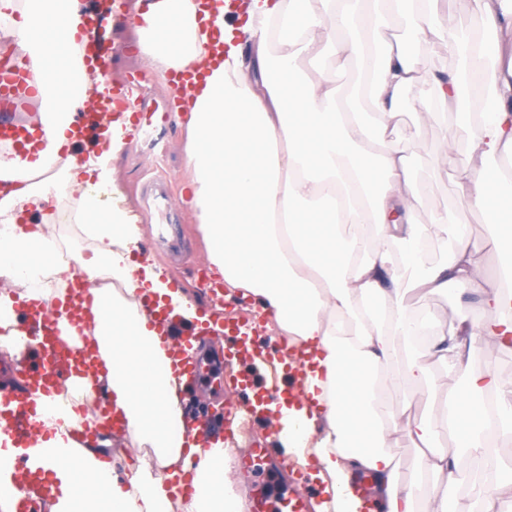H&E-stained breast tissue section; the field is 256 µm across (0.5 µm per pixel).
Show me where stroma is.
<instances>
[{
	"instance_id": "stroma-1",
	"label": "stroma",
	"mask_w": 512,
	"mask_h": 512,
	"mask_svg": "<svg viewBox=\"0 0 512 512\" xmlns=\"http://www.w3.org/2000/svg\"><path fill=\"white\" fill-rule=\"evenodd\" d=\"M136 0H122L121 13L107 19V34L114 50L109 61L107 76L112 80L122 79L131 72L143 73L144 93L150 106L179 103L174 92L165 86L160 74L144 73L142 60L135 42L131 39V18ZM455 123L448 122L424 128L412 143L411 151L419 164L427 165L438 157L449 140L457 137ZM184 135L177 124L157 127L155 130L138 133L128 139L122 152L112 162V187L99 194L100 206L120 205L131 213H138L137 202L146 185L157 178L169 179L173 186L172 202L179 224L186 226L180 249L172 250L149 235H140L137 242L138 260H147L161 267L174 284L181 288L187 298L198 308L210 312L221 310L223 314L255 312L252 299L234 294L231 299H216L209 289L200 285L202 274L212 273L203 232L197 217L188 204L189 186L183 152ZM465 156H458L455 169H441L435 175L434 195L430 204L432 211L448 216L455 208L465 204L467 197L457 184L458 169L469 166ZM207 360L225 374L236 375L247 370L253 379L249 386H228L218 391L203 385H194L186 393L187 417H210L214 408L224 407L236 411L248 409L252 393L266 386L267 378L256 366L229 360L233 342L223 333L215 331L206 336ZM235 479L236 488L245 500H256L259 512H271L273 502L298 493L310 498L312 504L323 500L321 483L311 478L307 470L297 466L279 446H271L259 466L253 469L239 468Z\"/></svg>"
}]
</instances>
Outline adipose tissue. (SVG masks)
Returning <instances> with one entry per match:
<instances>
[{"label":"adipose tissue","instance_id":"adipose-tissue-1","mask_svg":"<svg viewBox=\"0 0 512 512\" xmlns=\"http://www.w3.org/2000/svg\"><path fill=\"white\" fill-rule=\"evenodd\" d=\"M446 0H215L203 27L195 0H150L133 25L145 64L204 73L186 94L189 204L209 260L229 290L253 297L287 347L301 349L294 384L279 398L278 442L323 484L321 512H512L485 480L512 445V382L474 364V345L512 353V0H470L471 22L442 25ZM82 0H0V34L30 59L48 145L21 166L0 154V326L20 324L26 303L65 302L75 283L94 297L84 330L105 370L66 383V402L102 401L123 414L133 446L151 454L130 474L103 462L109 447L71 444L48 460L49 512H246L234 489L236 458L221 437L208 450L186 444V400L155 309L175 326L198 308L160 269L133 257L135 218L99 209L110 163L132 131L130 113L111 135L72 154L70 132L90 99L82 55L90 39ZM309 57L311 73L296 67ZM421 88L418 124L455 121L460 137L440 164L475 158L459 173L471 192L452 217L423 216L434 166L416 163L398 116ZM74 225L90 257L55 261L45 228ZM484 223V238L468 226ZM502 261L485 270L488 253ZM415 274L404 283L399 273ZM477 297L495 310L489 326L461 307L445 321L409 305ZM461 394L417 422L403 404L444 377ZM448 433L461 449L438 446ZM401 436L426 457L401 485L390 451Z\"/></svg>","mask_w":512,"mask_h":512}]
</instances>
